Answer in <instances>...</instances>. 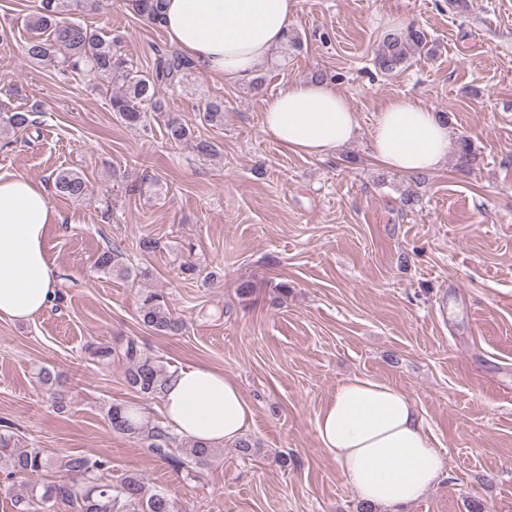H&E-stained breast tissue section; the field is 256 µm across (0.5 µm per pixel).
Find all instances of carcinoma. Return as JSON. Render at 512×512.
Segmentation results:
<instances>
[{"label":"carcinoma","mask_w":512,"mask_h":512,"mask_svg":"<svg viewBox=\"0 0 512 512\" xmlns=\"http://www.w3.org/2000/svg\"><path fill=\"white\" fill-rule=\"evenodd\" d=\"M96 0H40L37 11L26 20L33 33L24 45L26 57L33 62L52 61L64 72L85 73L94 79L115 87L112 111L126 125L146 126L149 112H163L160 97L162 85H172L193 62L177 51L159 55L152 73L133 70L128 60L113 47L112 41L82 22L70 18L76 10L95 8ZM433 51L426 30L410 25L386 30L379 41L375 65L385 73L404 68L416 55ZM199 119L205 124H217L224 119L223 106L206 101L199 108ZM5 124L12 129H26L36 124L32 112L14 111L6 114ZM165 136L174 143H185L194 138V130L172 117L165 123ZM58 194L71 200L82 199L87 192L84 176L72 169H61L54 176ZM95 270L104 275L128 278L132 269L121 248L106 244L98 252ZM140 322L157 334H167L179 327V320L166 297L155 291L144 292L137 306ZM89 357L102 365L112 360L124 361L127 385L146 398L162 395L169 369L157 358L138 349L134 341L112 345H87ZM131 406L114 403L106 413L112 432L141 442L146 450L178 470L201 468L210 464L218 448L201 442L183 441L168 429L152 426L130 415ZM0 462L7 465L10 474L22 477L38 476L48 467V459L38 448H29L11 431H0ZM107 462L85 455H66L59 467L70 476L69 481L29 482L18 497L19 512H41L46 504L62 502L70 512H174L172 500L162 491L150 490L143 478L129 475L120 485L112 486L97 478Z\"/></svg>","instance_id":"obj_1"}]
</instances>
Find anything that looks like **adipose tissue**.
I'll use <instances>...</instances> for the list:
<instances>
[{
    "label": "adipose tissue",
    "mask_w": 512,
    "mask_h": 512,
    "mask_svg": "<svg viewBox=\"0 0 512 512\" xmlns=\"http://www.w3.org/2000/svg\"><path fill=\"white\" fill-rule=\"evenodd\" d=\"M161 17L169 42L195 64L238 80L285 42L296 8L295 0H164ZM263 125L288 151L317 157L357 131L351 107L327 80L296 82L269 96ZM454 147L436 112L407 97L390 99L371 132L375 160L402 174L439 169ZM59 220L40 182L0 176V320L28 319L51 305L57 271L45 234ZM161 412L180 438L208 445L236 441L254 422L238 384L204 364L174 372ZM315 428L352 492L381 512L417 501L446 476L413 401L388 383L362 376L340 383Z\"/></svg>",
    "instance_id": "1"
}]
</instances>
